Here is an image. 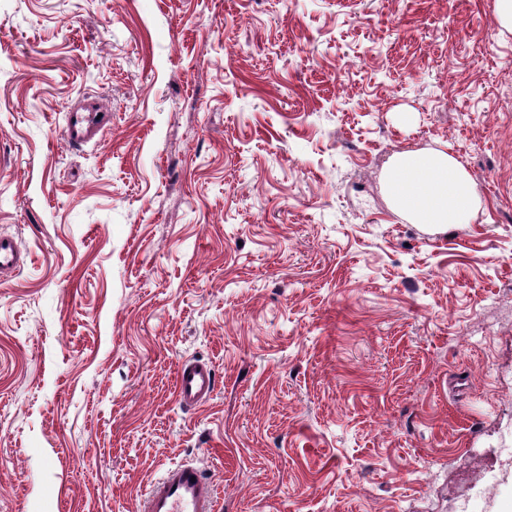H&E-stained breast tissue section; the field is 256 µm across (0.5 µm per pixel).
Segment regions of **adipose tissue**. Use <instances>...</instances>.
<instances>
[{"instance_id": "obj_1", "label": "adipose tissue", "mask_w": 512, "mask_h": 512, "mask_svg": "<svg viewBox=\"0 0 512 512\" xmlns=\"http://www.w3.org/2000/svg\"><path fill=\"white\" fill-rule=\"evenodd\" d=\"M383 181L396 210L438 232L470 223L480 203L469 170L448 149L397 152L383 168Z\"/></svg>"}]
</instances>
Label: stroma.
Segmentation results:
<instances>
[{
    "instance_id": "obj_1",
    "label": "stroma",
    "mask_w": 512,
    "mask_h": 512,
    "mask_svg": "<svg viewBox=\"0 0 512 512\" xmlns=\"http://www.w3.org/2000/svg\"><path fill=\"white\" fill-rule=\"evenodd\" d=\"M442 145L481 200L436 234L382 169ZM1 232L0 512H138L185 461L216 512H512L494 0H0ZM110 121V114L101 106L88 101L68 108L63 128L64 139L70 145H85L93 141ZM23 261L16 239L9 235H0V274L20 268ZM215 388L213 368L205 362L189 359L179 365L176 391L180 403L195 407L209 401Z\"/></svg>"
}]
</instances>
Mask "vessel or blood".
Masks as SVG:
<instances>
[{
    "label": "vessel or blood",
    "instance_id": "b4317fda",
    "mask_svg": "<svg viewBox=\"0 0 512 512\" xmlns=\"http://www.w3.org/2000/svg\"><path fill=\"white\" fill-rule=\"evenodd\" d=\"M93 101L68 108L63 128L65 140L72 145L93 141L109 122ZM23 255L16 239L0 235V274L20 268ZM215 388L214 371L205 362L189 359L179 365L176 391L180 403L194 407L209 401ZM215 486L196 464H181L166 470L152 483L143 501L141 512H213Z\"/></svg>",
    "mask_w": 512,
    "mask_h": 512
}]
</instances>
